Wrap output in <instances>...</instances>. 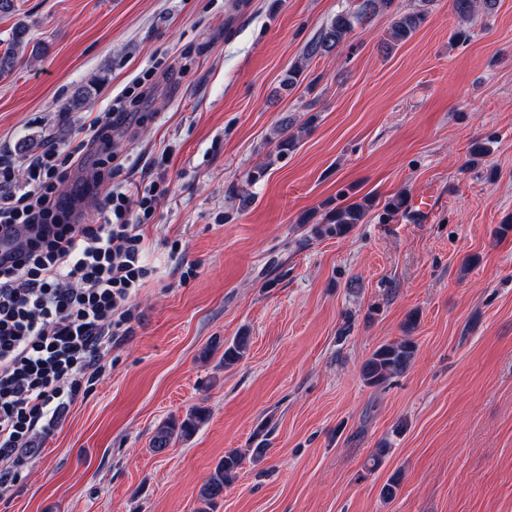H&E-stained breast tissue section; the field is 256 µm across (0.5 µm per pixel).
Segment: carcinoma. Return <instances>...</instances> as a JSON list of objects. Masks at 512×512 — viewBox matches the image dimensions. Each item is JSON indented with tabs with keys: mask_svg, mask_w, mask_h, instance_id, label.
Here are the masks:
<instances>
[{
	"mask_svg": "<svg viewBox=\"0 0 512 512\" xmlns=\"http://www.w3.org/2000/svg\"><path fill=\"white\" fill-rule=\"evenodd\" d=\"M395 0H362L357 9L341 11L328 22L316 38L305 48L300 63L288 69L282 79L285 87L291 89L298 85L306 67V63L314 58L326 57L338 50L356 24L368 17L392 8ZM455 14L465 21L471 20L480 9L489 10L495 5V0H452ZM424 10L397 12L389 29V39L395 44L404 43L411 39L425 22ZM30 28L23 22L17 23L9 37V48L0 53V77L11 74L21 61L20 52L27 46H32V56L44 52V43H31ZM373 208V200L364 197L346 206H337L329 210L322 224H316L313 231L321 237L337 238L347 235L357 224L364 223L365 217ZM409 209L408 197L397 194L385 202L380 219L386 220L398 214L404 215ZM248 337L238 336L224 344L221 355L224 367H230L242 360L246 353ZM418 345L410 336H403L395 341L378 346L362 365L361 375L370 386H383L391 379L402 374L411 364L417 353ZM205 419V410L196 407L188 412L183 419L171 417L164 421L155 432L152 448L160 453L166 450L177 439L190 438L200 423ZM244 453L228 451L206 477L199 490L198 512H214L218 500L224 497V488L237 476L241 468Z\"/></svg>",
	"mask_w": 512,
	"mask_h": 512,
	"instance_id": "obj_1",
	"label": "carcinoma"
}]
</instances>
